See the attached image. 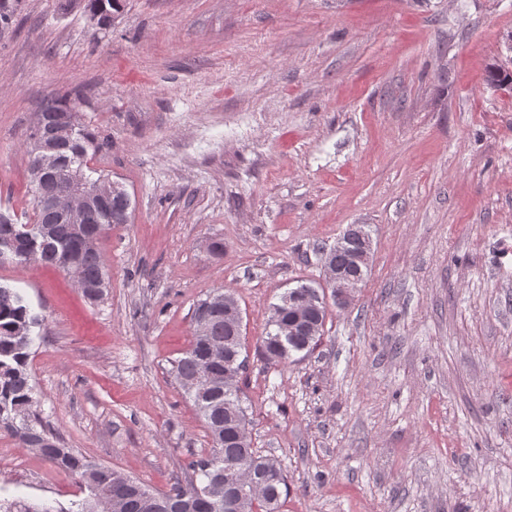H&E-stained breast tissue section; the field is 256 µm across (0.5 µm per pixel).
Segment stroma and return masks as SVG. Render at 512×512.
<instances>
[{
    "mask_svg": "<svg viewBox=\"0 0 512 512\" xmlns=\"http://www.w3.org/2000/svg\"><path fill=\"white\" fill-rule=\"evenodd\" d=\"M21 0L0 30V212L26 223V135L65 98L131 198L98 243L99 301L0 262L38 325L36 413L67 447L165 491L211 446L172 374L196 303L232 290L252 445L279 512H512V0ZM352 224L372 241L350 306L288 364L272 304L321 287ZM224 243L210 254L209 240ZM0 486L49 505L76 479L0 430ZM288 293V292H287ZM286 293V294H287ZM284 294L281 296L279 303L273 304L271 306L270 317L267 322V331L265 336L262 339L260 348L262 355L271 362H275L278 364H286L293 357L294 354L300 352H310L317 346V343L321 337V332L323 329L324 321L326 318V312L324 311L322 314V324L320 326V330L316 336H307L303 330V328L298 325L296 327V334L292 337L288 344L282 347L279 344V334H280V324L276 319L275 315L279 310L288 311V322L293 319L295 311L299 308V304L293 309L291 304L284 305V298L286 296Z\"/></svg>",
    "mask_w": 512,
    "mask_h": 512,
    "instance_id": "stroma-1",
    "label": "stroma"
}]
</instances>
